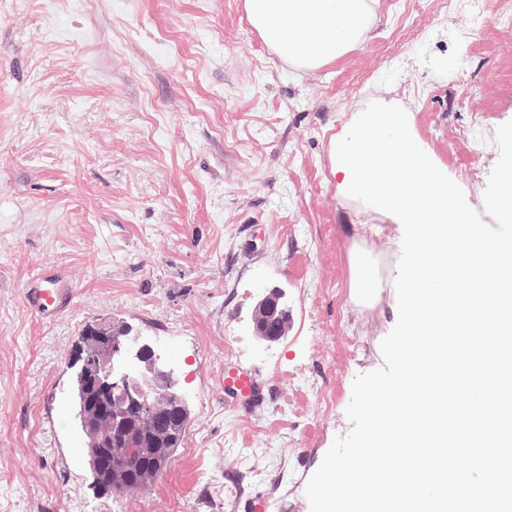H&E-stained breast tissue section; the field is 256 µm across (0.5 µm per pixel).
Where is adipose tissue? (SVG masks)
Wrapping results in <instances>:
<instances>
[{
  "label": "adipose tissue",
  "mask_w": 512,
  "mask_h": 512,
  "mask_svg": "<svg viewBox=\"0 0 512 512\" xmlns=\"http://www.w3.org/2000/svg\"><path fill=\"white\" fill-rule=\"evenodd\" d=\"M252 26L287 60L317 68L344 57L368 31V0H245Z\"/></svg>",
  "instance_id": "1"
}]
</instances>
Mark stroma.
I'll return each mask as SVG.
<instances>
[{"label":"stroma","instance_id":"1","mask_svg":"<svg viewBox=\"0 0 512 512\" xmlns=\"http://www.w3.org/2000/svg\"><path fill=\"white\" fill-rule=\"evenodd\" d=\"M370 2L361 43L307 70L243 0H0V512H101L68 367L109 317L156 349L179 340L191 413L183 448L112 512H310L353 381L383 364L399 259L391 219L336 188L337 133L369 103L402 107L479 211L512 121V27L476 35L448 0ZM362 253L370 300L351 286ZM44 264L74 288L49 320L24 302ZM270 288L290 328L266 344L251 315ZM228 363L260 384L248 412L224 398Z\"/></svg>","mask_w":512,"mask_h":512}]
</instances>
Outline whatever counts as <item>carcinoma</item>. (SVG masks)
I'll list each match as a JSON object with an SVG mask.
<instances>
[{
    "instance_id": "obj_1",
    "label": "carcinoma",
    "mask_w": 512,
    "mask_h": 512,
    "mask_svg": "<svg viewBox=\"0 0 512 512\" xmlns=\"http://www.w3.org/2000/svg\"><path fill=\"white\" fill-rule=\"evenodd\" d=\"M94 325L86 326L77 337L71 375V396L74 418L79 431H84L87 416V389L83 363L98 339ZM172 400L157 401L156 415L147 420L136 406L127 408L123 417L127 436L112 443V468L116 474L107 478L92 448V440L84 436V454L91 470L92 481L98 494L104 498L134 494L145 489L182 447L190 422V409L181 397L178 380L170 378Z\"/></svg>"
}]
</instances>
